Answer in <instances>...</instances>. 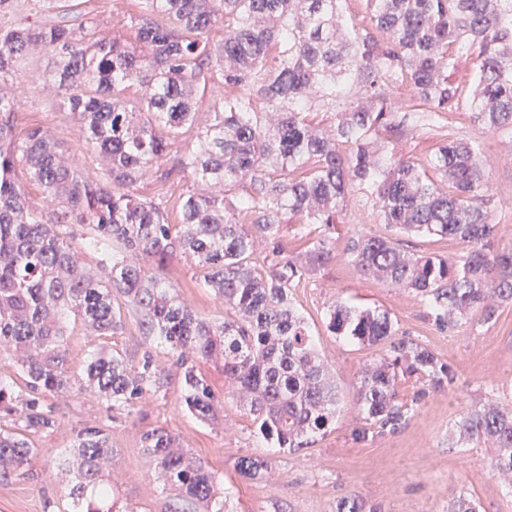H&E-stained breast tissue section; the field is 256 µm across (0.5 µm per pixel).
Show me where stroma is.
Masks as SVG:
<instances>
[{
	"instance_id": "1",
	"label": "stroma",
	"mask_w": 512,
	"mask_h": 512,
	"mask_svg": "<svg viewBox=\"0 0 512 512\" xmlns=\"http://www.w3.org/2000/svg\"><path fill=\"white\" fill-rule=\"evenodd\" d=\"M43 71V60H34L13 80L0 83V92L14 99L20 125H40L64 141L70 167L100 170L104 163L87 154L80 124L57 110L54 92L44 86ZM449 138L484 141L492 165L491 220L499 226L500 243H512L511 139L479 129L470 113L456 112L449 119L418 125L396 142L378 139L377 145L418 159ZM388 232L367 192L357 190L337 224L287 221L276 238L257 243L256 257L267 274L287 271L320 238L328 239L335 253L330 263L303 271L290 288L342 396L341 412L311 447L294 454L271 447L244 410L225 398L224 373L209 363L200 370L221 397V411L212 424L192 417L181 405V379L165 348L146 342L134 311L127 310L122 330L108 343L133 366L144 351H152L163 372V388L121 413L90 393L47 396L56 426L36 436L38 451L25 475L0 482V512H68L69 488L56 461L78 431L96 425L107 428L112 438L109 478L117 501L134 512H166L173 501L141 448L142 431L157 426L169 429L180 450L221 480L232 512H336L338 500L350 493L378 512H448L449 502L461 495L474 499L480 512H512V488L490 473L489 449L448 445V432L462 408L489 398L512 400V304L502 305L496 318L483 326L440 327L414 292L362 277L350 262L347 248L353 238ZM162 273L177 284L181 299L198 316L223 319V300L200 281L191 260L173 257ZM339 299L388 310L397 332L432 351L453 375L447 391L420 399L415 396L419 381L402 380L399 394L412 411L398 430L375 431L364 440L355 436L364 425L354 405L357 383L364 367L383 349L359 347L330 333L328 309ZM250 455L270 461L256 479L241 476L236 467L241 457Z\"/></svg>"
}]
</instances>
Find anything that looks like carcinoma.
Returning <instances> with one entry per match:
<instances>
[{"label":"carcinoma","mask_w":512,"mask_h":512,"mask_svg":"<svg viewBox=\"0 0 512 512\" xmlns=\"http://www.w3.org/2000/svg\"><path fill=\"white\" fill-rule=\"evenodd\" d=\"M64 0H0V82L16 75L36 47L48 64L45 80L58 110L84 129L88 150L107 160L90 174L62 162L63 142L38 126L18 129L13 99L0 94V353L9 351L21 382L0 373V478L19 474L37 452L33 437L55 427L49 394L90 391L116 412L130 411L164 386L151 352L138 369L100 343L80 373L68 366L70 323L109 338L122 329L121 305L139 314L141 335L159 340L183 370V407L203 421L219 402L190 356L224 370V396L243 407L276 448L297 452L327 429L340 393L304 317L290 297L301 271L266 278L253 258L260 238L279 235L283 216L303 224L337 223L352 188L367 190L382 223L399 233L456 240V258L410 253L381 235L353 240L351 263L365 278L412 290L450 330L470 319L490 323L512 303V245L499 246L488 217L490 163L481 146L448 140L423 165L374 150L373 138L405 132L408 116L437 121L466 101L479 127L512 138V0H363L367 19H346L347 0H138L127 21L135 41L106 34L94 11L64 9ZM35 8V20L22 6ZM224 26V39L211 33ZM472 56L469 74L456 75ZM140 86L131 105L123 93ZM406 85L399 105L391 91ZM214 93L210 120L182 154L178 139L195 127L197 106ZM236 92L230 99L220 90ZM336 116L330 135L310 113ZM172 156L157 180L189 173L233 187L248 179L253 194L237 203L224 195L187 194L180 220L167 201L133 191L141 175ZM59 202L48 222L18 180L17 170ZM84 226L88 246L103 249L91 266L72 245L71 225ZM175 254L194 261L204 285L224 300L222 321L196 316L177 289L147 265ZM334 258L326 239L305 263ZM329 331L387 355L362 371L356 405L364 437L396 430L411 407L398 384L423 380L413 401L441 390L448 364L415 340L397 336L385 310L336 301ZM142 448L163 487L177 491L167 512H223L215 475L184 452L162 427L146 430ZM490 447L489 471L512 486V406L493 399L467 407L454 421L448 447ZM59 468L76 467L68 496L77 512H119L104 467L112 461L107 429L77 434ZM268 468L244 457L239 472L254 479ZM336 512H377L359 496L341 498Z\"/></svg>","instance_id":"obj_1"}]
</instances>
